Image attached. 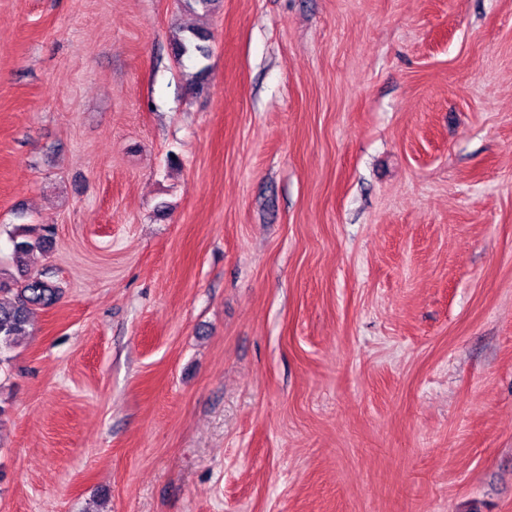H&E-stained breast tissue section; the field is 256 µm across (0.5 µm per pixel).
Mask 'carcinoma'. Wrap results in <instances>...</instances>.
<instances>
[{"label": "carcinoma", "instance_id": "carcinoma-1", "mask_svg": "<svg viewBox=\"0 0 512 512\" xmlns=\"http://www.w3.org/2000/svg\"><path fill=\"white\" fill-rule=\"evenodd\" d=\"M207 30L199 27L187 29V33L174 39V50L179 57L195 62L210 56ZM51 230H45L38 239L32 241L27 235L18 233L12 237L14 256L21 259L35 249H44L50 242ZM10 292L14 299L8 304L0 303V352L14 346L20 337L27 335L37 310L53 305L59 298L60 287L42 274H33L17 267V274L0 272V293Z\"/></svg>", "mask_w": 512, "mask_h": 512}]
</instances>
